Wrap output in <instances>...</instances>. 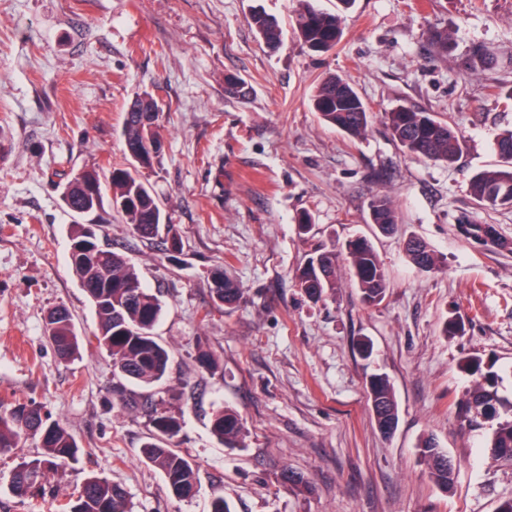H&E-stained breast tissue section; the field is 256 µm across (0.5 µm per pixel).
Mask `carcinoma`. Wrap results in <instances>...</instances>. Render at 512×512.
Masks as SVG:
<instances>
[{"label": "carcinoma", "mask_w": 512, "mask_h": 512, "mask_svg": "<svg viewBox=\"0 0 512 512\" xmlns=\"http://www.w3.org/2000/svg\"><path fill=\"white\" fill-rule=\"evenodd\" d=\"M354 0H336V12L316 9L312 0H299L295 30L312 52L333 50L342 36V14L352 8ZM258 37L267 45L281 41L282 30L276 20L257 12L251 18ZM312 107L319 119L351 138H359L368 129L371 109L354 85L336 74H328L317 84ZM162 109L154 96L143 91L136 94L125 109L122 135L129 153L130 166L113 168L108 180L112 185V205L127 220L134 234L152 238L165 234L169 250L182 248V238L175 225L163 214L157 198L142 178L153 168L161 149L160 118ZM386 127L393 141L411 156L451 164L463 152L464 138L446 121L430 112L401 106L385 113ZM497 168L481 171L469 181L468 190L481 206L497 210L512 209V130L496 141ZM61 199L66 208L79 212L82 221L71 225L70 264L80 286L86 292L98 319L96 332L88 343H96L112 358L113 376L142 386L160 382L169 367L168 349L154 336L153 329L162 305L144 285L140 273L125 258L108 248L86 247L88 225L102 203L100 170H81L62 185ZM371 223L383 234L396 230L398 221L391 200L375 196L369 204ZM462 234L477 241L492 242L491 225L462 224ZM350 274L361 292L364 304L374 306L385 297L387 279L378 255L365 238L345 245ZM406 255L416 267L430 270L436 258L428 244L419 238L406 242ZM299 286L312 301L318 302L336 288V254L318 250L309 257L298 275ZM212 295L216 303L231 305L240 296V288L222 271L213 274ZM45 334L58 356L69 360L79 353V338L68 310L52 309L46 319ZM495 362L488 364L472 358L462 369L474 377L473 385L459 402L460 417L473 423L479 418L495 422L488 444L496 459L512 463V401L499 393V375ZM367 398L379 430L385 432L398 421V404L388 379L373 374L366 383ZM123 407H148L154 428L142 454L145 461L161 472L169 492L186 498L198 491L195 464L179 450L168 445L180 431L178 419L159 403L146 404L141 396L122 390ZM213 435L226 447L242 441L245 428L231 408L215 411L211 419ZM29 439L40 441L42 452L32 459H21L10 476V489L21 496L42 491L50 473H63L77 460L81 448L67 427L42 412L34 402H16L0 412V453L19 448ZM418 455L426 466L430 480L443 493L453 489L457 464L440 448L434 435L421 438ZM69 512H132L127 492L99 476H88L80 484Z\"/></svg>", "instance_id": "carcinoma-1"}]
</instances>
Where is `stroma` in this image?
<instances>
[{
  "label": "stroma",
  "instance_id": "35a3bbf8",
  "mask_svg": "<svg viewBox=\"0 0 512 512\" xmlns=\"http://www.w3.org/2000/svg\"><path fill=\"white\" fill-rule=\"evenodd\" d=\"M297 0H0V404L23 398L63 423L81 453L44 493L20 498L9 476L38 441L0 454V512H59L88 474L122 486L134 512H496L512 499V464L487 450L490 422H462L465 358L497 362L512 398V209L480 208L471 177L495 168L494 142L512 107L489 86L512 88V0H356L343 37L314 53L293 30ZM276 17L285 37L269 51L254 11ZM448 33L436 51L431 30ZM329 72L349 79L372 111L358 139L322 123L311 105ZM248 83L241 99L226 77ZM149 91L163 107L160 162L147 172L181 252L163 237L135 236L104 189L102 247L122 253L162 304L155 334L171 362L148 394L180 419L172 447L194 460L199 492L170 495L141 449L152 427L124 410L112 359L85 346L57 358L45 336L52 307L66 306L80 336L96 328L69 261L72 217L57 187L73 173L128 164L123 109ZM432 112L466 141L450 165L411 157L392 140L385 112ZM390 197L399 231L370 222L373 196ZM313 225L302 232L301 212ZM493 225L497 240L468 239L462 224ZM424 239L432 271L414 267L403 241ZM369 239L389 280L364 305L343 246ZM336 253V288L309 300L297 272L316 250ZM224 270L242 294L214 304L211 275ZM464 324L441 333L446 320ZM368 343L371 355L359 350ZM207 351L221 365L198 363ZM391 383L399 421L376 427L370 374ZM228 404L242 416L243 447L210 430ZM438 438L460 460L451 492L428 478L419 440ZM302 475L306 489L281 482Z\"/></svg>",
  "mask_w": 512,
  "mask_h": 512
}]
</instances>
